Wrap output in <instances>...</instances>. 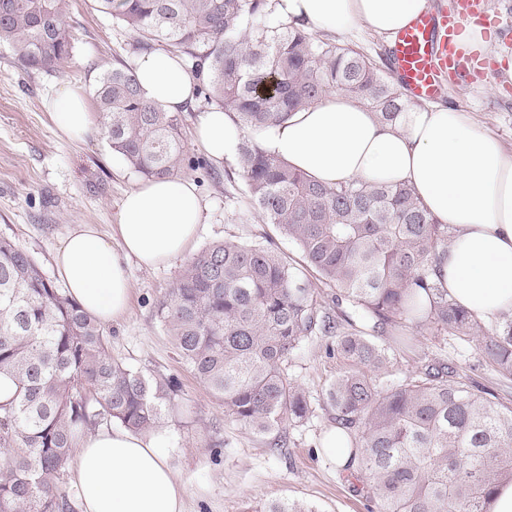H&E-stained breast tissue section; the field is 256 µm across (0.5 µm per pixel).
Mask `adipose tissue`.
<instances>
[{"instance_id": "ef3b65f1", "label": "adipose tissue", "mask_w": 512, "mask_h": 512, "mask_svg": "<svg viewBox=\"0 0 512 512\" xmlns=\"http://www.w3.org/2000/svg\"><path fill=\"white\" fill-rule=\"evenodd\" d=\"M427 0H272L273 22L324 34L370 31L392 38ZM135 71L144 96L185 111L194 81L181 57L141 55ZM46 106L61 136L82 141L100 129L80 89ZM312 179L410 186L427 213L451 232L434 277L473 317L512 316V152L463 108L411 106L385 124L353 97L332 91L279 126L245 129L232 113H201L195 137L216 164L233 162L243 137ZM206 207L183 177L141 181L126 192L108 241L94 224L69 227L54 253L68 293L100 324L121 319L131 299L130 269L155 270L190 254ZM81 512H185L184 484L157 436L122 427L86 432L71 462Z\"/></svg>"}]
</instances>
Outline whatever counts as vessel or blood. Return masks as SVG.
<instances>
[{
  "mask_svg": "<svg viewBox=\"0 0 512 512\" xmlns=\"http://www.w3.org/2000/svg\"><path fill=\"white\" fill-rule=\"evenodd\" d=\"M512 27V16L491 13L485 0H457L453 10H425L399 29L389 50L392 74L411 100H436L447 83L476 81L494 69L490 59L467 56L457 37L467 22Z\"/></svg>",
  "mask_w": 512,
  "mask_h": 512,
  "instance_id": "vessel-or-blood-1",
  "label": "vessel or blood"
}]
</instances>
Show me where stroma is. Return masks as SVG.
<instances>
[{"mask_svg": "<svg viewBox=\"0 0 512 512\" xmlns=\"http://www.w3.org/2000/svg\"><path fill=\"white\" fill-rule=\"evenodd\" d=\"M65 19L75 41L69 63L54 71L22 65L6 44H0V237L30 252L49 278H56L52 252L73 224H95L104 235L112 226L124 193L138 181L123 159L101 136L85 142L63 139L43 102L60 89L76 87L93 98L98 75L115 59L135 62L136 36L98 9L96 0H64ZM512 82V67L468 85L450 86L443 102L464 108L512 151V100L501 97L503 82ZM203 101L181 115L186 155L202 167H183L207 203L197 248L225 240L257 244L273 242L290 262L302 267L303 278L318 289L320 303L334 318L342 311L331 301L332 288L305 267L297 246L253 207L240 170L225 174L206 160L193 139V123ZM184 262L169 268H132L133 298L128 314L105 326L114 359L153 378L176 377L180 389L155 432L162 450L188 492L186 512H262L274 500L289 499L315 512H369L361 484L320 454L323 433L333 413L324 396L336 377L347 370L342 358L326 353L328 337L306 340L288 359L287 372L309 396L313 412L287 425L283 450L268 438L236 422L178 355L160 318L159 308L180 277ZM409 348L391 353L380 370L396 382L434 360H444L456 380L474 385L493 401L512 406V379L488 367L477 340L449 337L447 343L427 331L410 328Z\"/></svg>", "mask_w": 512, "mask_h": 512, "instance_id": "1", "label": "stroma"}]
</instances>
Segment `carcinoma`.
<instances>
[{"instance_id":"1","label":"carcinoma","mask_w":512,"mask_h":512,"mask_svg":"<svg viewBox=\"0 0 512 512\" xmlns=\"http://www.w3.org/2000/svg\"><path fill=\"white\" fill-rule=\"evenodd\" d=\"M138 36L137 49L183 56L196 96L245 127L282 124L327 93L357 97L384 123L408 101L369 57L324 35L272 25L270 0H96ZM0 42L32 68L70 60L73 36L62 0H0ZM101 136L136 175L181 172L182 119L141 93L118 59L95 87ZM246 192L266 223L296 243L307 265L371 323L345 332L320 313L302 271L262 244L224 241L193 255L160 305L179 356L224 401L235 421L280 448L287 422L308 418L311 402L288 379L289 356L309 337L334 336L329 351L349 363L326 400L358 456V480L375 512H488L498 486L512 482V407L451 379L444 362L401 381L376 371L406 328L474 336L473 316L434 278L450 235L403 185L353 180L323 186L267 155L251 139L238 148ZM484 362L512 378V317L479 339ZM17 382L0 404V512H76L63 489L80 432L101 421L132 432L157 427L179 388L112 358L109 341L37 260L0 237V375Z\"/></svg>"}]
</instances>
